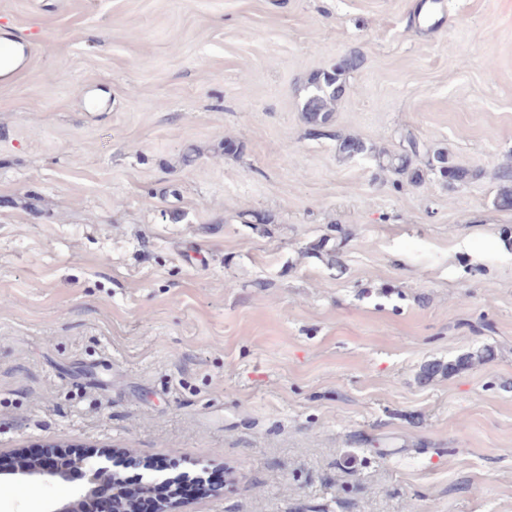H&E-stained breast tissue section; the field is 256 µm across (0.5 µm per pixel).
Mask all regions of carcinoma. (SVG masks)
<instances>
[{
    "instance_id": "obj_1",
    "label": "carcinoma",
    "mask_w": 512,
    "mask_h": 512,
    "mask_svg": "<svg viewBox=\"0 0 512 512\" xmlns=\"http://www.w3.org/2000/svg\"><path fill=\"white\" fill-rule=\"evenodd\" d=\"M361 64L360 55L350 53L330 68L320 70L311 76L310 92L301 109L302 119L308 127V134H316L330 123L337 102L346 93V76L357 70ZM338 152L346 159L371 154L380 168L406 175L413 182L422 180L426 172L438 178L442 168L451 171V184L453 185L465 183L472 177L471 171L456 164L448 155V151L444 149L424 150L413 137L407 138V148L400 152L380 151L375 153L373 147L364 140L354 136H345L338 138ZM418 156L423 160L424 168L422 169L413 166V158ZM492 355L493 351L485 348L475 354L459 357L446 365L430 363L423 368L421 377L427 380L446 371H460L476 362L487 360Z\"/></svg>"
}]
</instances>
